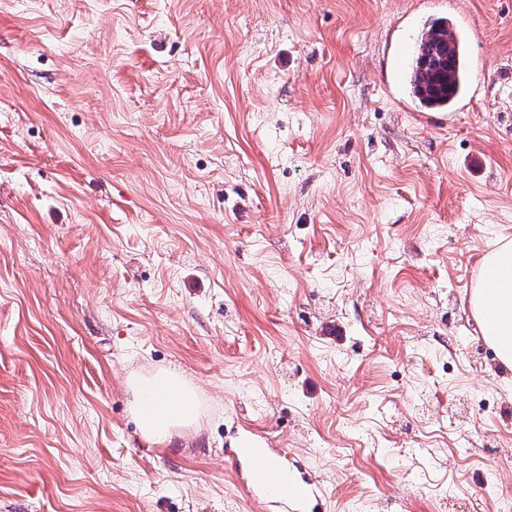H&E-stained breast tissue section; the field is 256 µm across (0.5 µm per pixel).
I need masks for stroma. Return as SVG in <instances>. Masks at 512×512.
Wrapping results in <instances>:
<instances>
[{
	"label": "stroma",
	"mask_w": 512,
	"mask_h": 512,
	"mask_svg": "<svg viewBox=\"0 0 512 512\" xmlns=\"http://www.w3.org/2000/svg\"><path fill=\"white\" fill-rule=\"evenodd\" d=\"M437 16L449 114L396 65ZM502 239L512 0H0V512H504ZM161 370L201 417L153 445L125 381ZM512 240L500 241L483 258L482 272L470 297V311L499 363L512 369ZM250 448L249 451L256 457L257 466L266 468L270 474V488L272 490L280 491L285 483H288V488L296 483L294 478H290L287 470L276 461L264 457L262 448ZM261 467H256L252 470L249 482L252 486L264 488L266 485V471Z\"/></svg>",
	"instance_id": "obj_1"
}]
</instances>
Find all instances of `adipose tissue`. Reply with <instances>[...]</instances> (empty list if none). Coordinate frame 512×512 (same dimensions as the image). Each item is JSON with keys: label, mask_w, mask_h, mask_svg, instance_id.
Wrapping results in <instances>:
<instances>
[{"label": "adipose tissue", "mask_w": 512, "mask_h": 512, "mask_svg": "<svg viewBox=\"0 0 512 512\" xmlns=\"http://www.w3.org/2000/svg\"><path fill=\"white\" fill-rule=\"evenodd\" d=\"M469 306L499 363L512 369V240L498 242L485 254ZM127 388L138 429L148 442L162 445L175 433L196 428V389L177 372L131 378Z\"/></svg>", "instance_id": "1"}]
</instances>
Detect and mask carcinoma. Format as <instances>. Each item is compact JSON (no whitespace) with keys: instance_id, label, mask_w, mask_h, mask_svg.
<instances>
[{"instance_id":"cac0c4a2","label":"carcinoma","mask_w":512,"mask_h":512,"mask_svg":"<svg viewBox=\"0 0 512 512\" xmlns=\"http://www.w3.org/2000/svg\"><path fill=\"white\" fill-rule=\"evenodd\" d=\"M427 40L417 43L404 74L411 99L421 108L448 111L457 103L468 83L466 61L459 58V68L451 67L457 45L448 35V20H432L426 26Z\"/></svg>"}]
</instances>
